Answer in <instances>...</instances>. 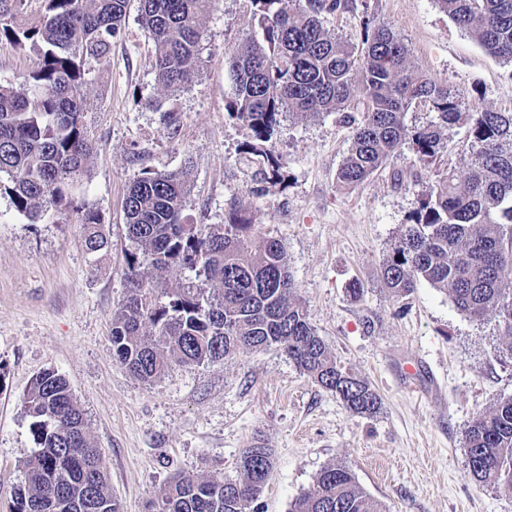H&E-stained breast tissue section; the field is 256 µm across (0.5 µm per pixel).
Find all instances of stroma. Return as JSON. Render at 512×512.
I'll use <instances>...</instances> for the list:
<instances>
[{
    "label": "stroma",
    "instance_id": "obj_1",
    "mask_svg": "<svg viewBox=\"0 0 512 512\" xmlns=\"http://www.w3.org/2000/svg\"><path fill=\"white\" fill-rule=\"evenodd\" d=\"M251 18L250 0H214L200 22L201 67L169 97L156 83L138 10L130 8L107 65L90 66L84 124L93 153L70 188L72 208L48 211L34 224L0 193V512L35 446L22 398L47 368L65 375L79 400L121 512H148L181 472L236 477L241 452L258 440L273 454L261 512H288L334 462L349 466L386 512H512V499L470 479L464 439L474 416L512 397V359L497 351L495 321L469 319L424 281L394 300L380 272L438 174L466 171V126L449 129L431 169H421L406 145L383 171L346 189L336 172L351 145L348 125L335 113L286 112L273 136L287 163L284 179L251 194L242 156L248 132L225 110L228 53L251 33ZM367 18L392 29L412 66L460 91L463 111L512 108V66L487 54L436 0H353L351 10L322 21L357 43ZM36 59L33 46L0 42V81L26 88ZM149 98L175 109V134L146 106ZM184 167L186 221L220 224L234 201L248 205L259 236L282 241L318 335L380 395L377 414H351L274 348L176 363L152 385L117 361L112 316L133 249L127 190L145 170ZM83 210L101 216L107 252L85 250L77 223ZM356 282L358 298L350 292Z\"/></svg>",
    "mask_w": 512,
    "mask_h": 512
}]
</instances>
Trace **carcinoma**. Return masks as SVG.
Instances as JSON below:
<instances>
[{
    "label": "carcinoma",
    "instance_id": "carcinoma-1",
    "mask_svg": "<svg viewBox=\"0 0 512 512\" xmlns=\"http://www.w3.org/2000/svg\"><path fill=\"white\" fill-rule=\"evenodd\" d=\"M35 17L26 0H0V41L38 50L32 86L0 82V191L31 222L48 209H66L70 182L82 176L92 152L83 123L87 61L107 64L122 32L129 0H41ZM452 22L491 56L512 64V0H436ZM212 0H139L152 44L157 83L174 95L202 63L200 19ZM253 31L229 57L232 95L225 109L250 131L242 150L255 165L254 186L283 179L285 160L272 149L278 117L342 113L351 146L337 182L355 188L412 144L421 165L433 164L448 129L468 126L471 163L464 178L446 172L418 202L412 223L382 264L391 298L409 296L426 281L448 294L468 318L497 322L501 348L512 356V109L463 112L459 94L411 67L408 50L382 23H364L360 43L332 35L321 16L343 12L352 0H250ZM363 110L347 112L354 94ZM165 128L178 115L162 109ZM424 107L433 120L412 128L407 112ZM189 170H148L124 202L126 232L135 244L123 271L128 293L112 317L118 362L146 384L172 362L199 365L239 352L279 348L314 383L352 413L371 416L380 397L341 365L318 336L296 294L278 239L254 242L247 206L232 205L227 223L188 224L183 211ZM90 253L108 245L98 214H81ZM192 279L172 285L171 267ZM36 448L9 512H120L108 485L101 449L89 438L85 413L66 378L38 373L22 399ZM468 475L512 498V397L472 418L464 432ZM273 466L260 441L240 456L237 478L180 473L151 502V512H259ZM289 512H385L342 463L325 466Z\"/></svg>",
    "mask_w": 512,
    "mask_h": 512
}]
</instances>
